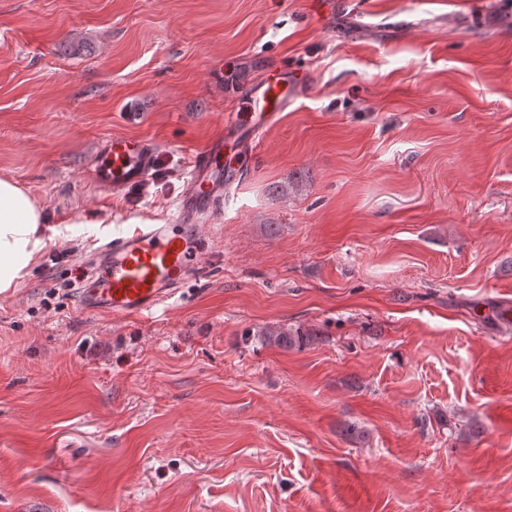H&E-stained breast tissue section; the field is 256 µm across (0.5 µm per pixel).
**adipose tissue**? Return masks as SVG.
Masks as SVG:
<instances>
[{"label": "adipose tissue", "mask_w": 512, "mask_h": 512, "mask_svg": "<svg viewBox=\"0 0 512 512\" xmlns=\"http://www.w3.org/2000/svg\"><path fill=\"white\" fill-rule=\"evenodd\" d=\"M44 213L16 182L0 178V294L29 276L45 245Z\"/></svg>", "instance_id": "ef3b65f1"}]
</instances>
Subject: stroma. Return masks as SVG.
<instances>
[{
    "mask_svg": "<svg viewBox=\"0 0 512 512\" xmlns=\"http://www.w3.org/2000/svg\"><path fill=\"white\" fill-rule=\"evenodd\" d=\"M276 65L203 274L47 299ZM115 136L148 194L94 176ZM0 177L75 228L0 294V512H512V0H0ZM158 156L156 146L146 140L113 137L102 142L94 173L112 188L146 180L151 176Z\"/></svg>",
    "mask_w": 512,
    "mask_h": 512,
    "instance_id": "obj_1",
    "label": "stroma"
}]
</instances>
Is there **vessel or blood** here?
I'll use <instances>...</instances> for the list:
<instances>
[{"label":"vessel or blood","instance_id":"obj_1","mask_svg":"<svg viewBox=\"0 0 512 512\" xmlns=\"http://www.w3.org/2000/svg\"><path fill=\"white\" fill-rule=\"evenodd\" d=\"M295 75L277 68L245 93L243 111L224 122V134L195 156L185 181L178 224H132L102 244L97 253L101 276L98 287L78 289L82 309L115 317L154 314L173 299L183 283L203 266L205 237L198 213L222 203L233 180L224 174V147L253 155L258 139L277 125L298 92ZM158 150L148 141L113 137L102 142L94 173L115 188L146 180L155 167Z\"/></svg>","mask_w":512,"mask_h":512}]
</instances>
